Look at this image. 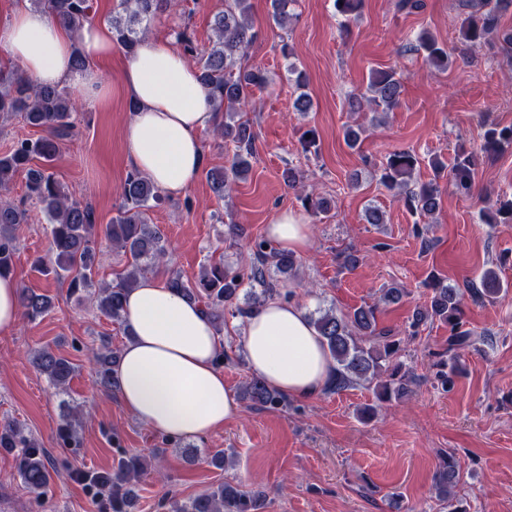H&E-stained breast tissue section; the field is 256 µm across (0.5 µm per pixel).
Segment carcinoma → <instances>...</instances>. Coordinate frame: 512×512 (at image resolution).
Masks as SVG:
<instances>
[{"mask_svg":"<svg viewBox=\"0 0 512 512\" xmlns=\"http://www.w3.org/2000/svg\"><path fill=\"white\" fill-rule=\"evenodd\" d=\"M36 8L78 35L92 21L89 0H32ZM297 0H271L272 21L282 26L290 17ZM174 5V0H119L112 15L110 27L113 38L132 53L146 36L151 23L162 12ZM467 9L459 35L468 44H477L497 34L500 18L512 9V0H462ZM249 0H225L224 10L212 20L214 40L211 46L195 57L194 65L199 79L207 90L214 111L224 113V121L215 127L217 136L233 146L228 165L222 170L210 169L206 176L220 199L233 184L246 178L254 159L255 133L250 120L243 116L252 93L268 84V77L259 68H248L242 59L257 39L249 19ZM419 49L427 62L437 70L448 68L447 49L429 35L418 38ZM402 82L391 70H377L371 74L366 92L353 94L348 99L349 111L391 112L398 105ZM77 109L71 93L64 87L29 82L13 66L0 65V114L18 115L33 128L46 130V135L19 139L0 154V190L6 191L19 173H25L27 199L49 223L50 259L38 260L37 268L45 276L69 282L72 293L87 295L97 308L112 321L123 323V300L126 292L136 287L148 269L169 260L167 243L156 226L149 223L147 212L163 201L161 189L146 176L133 171L122 185V204L118 215L106 225V237L112 249L127 257L124 270L114 283L97 282L94 269L99 267L102 254L94 242L96 218L93 209L65 191L51 172V166L62 145L74 136V112ZM482 150L498 153L512 148V127L500 128L488 119ZM419 158L411 151L390 153L380 171V182L389 191L407 189L405 204L420 217L434 215L439 206V187L420 183L411 188L412 175ZM475 174V157L471 152L456 154L448 177L460 192L471 189ZM488 222L502 218L512 222V198L496 200L483 213ZM27 219L26 210L0 198V275L12 272L15 249V225ZM252 260L249 265L232 267L219 260L202 267L194 282L171 271L167 285L178 290L190 301L201 304L217 331L225 325V315L245 317L270 298L291 300L295 292L286 288L288 276L296 265L293 254L279 251L265 239L250 244ZM479 285L467 289L479 301H493L504 290L503 283L493 268L478 276ZM249 291H243L244 284ZM433 295L430 303L414 311L410 327L414 330L429 321L439 320L448 325V350L438 354L436 366L444 383L453 385L460 372L461 352L476 344L471 330L462 319L461 292L443 284L434 275L431 278ZM246 296L245 305L239 304L240 295ZM24 316L35 320L52 307V299L32 289L21 293ZM376 306L359 307L351 312L334 308L320 309L310 315L311 324L334 363L335 379L329 390L338 391L353 382L373 387L378 402H388L406 395L407 378L402 373L403 348L391 331L379 329L376 324ZM118 351L107 340L92 352L96 383L105 392L117 388L114 365ZM38 370L47 375L50 384L66 390L75 371L67 358L49 349H42L36 357ZM244 397L263 407H283L288 400L269 388L259 376H252L243 386ZM59 437L68 448L80 447V437L71 420H64ZM15 455L17 474L21 484L45 499L50 491L55 463L39 442L25 433L17 422L0 423V451ZM163 450L152 449L147 455L126 454L115 470L80 471L78 477L85 490L101 505L104 512H130L135 499V488L148 470H158ZM460 481V467L451 453L441 457L434 475L436 498L449 502L450 491ZM264 494L248 490L241 483L228 480L216 488L187 501L173 500L169 512H260Z\"/></svg>","mask_w":512,"mask_h":512,"instance_id":"cac0c4a2","label":"carcinoma"}]
</instances>
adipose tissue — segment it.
Segmentation results:
<instances>
[{
	"mask_svg": "<svg viewBox=\"0 0 512 512\" xmlns=\"http://www.w3.org/2000/svg\"><path fill=\"white\" fill-rule=\"evenodd\" d=\"M0 41L33 84L70 85L86 102L105 95L94 75L72 70L71 36L45 12L16 8ZM122 88L136 105L124 131L132 169L167 194L184 195L204 164L200 133L220 121L197 69L169 40L148 37L128 58ZM267 236L297 255L311 246L309 225L288 211L268 225ZM124 320L132 338L115 376L127 412L161 434L187 440L237 417L238 403L216 364L224 338L200 305L147 277L127 293ZM244 348L251 371L287 396H317L334 370L305 308L294 301L273 298L254 311L245 321Z\"/></svg>",
	"mask_w": 512,
	"mask_h": 512,
	"instance_id": "obj_1",
	"label": "adipose tissue"
}]
</instances>
